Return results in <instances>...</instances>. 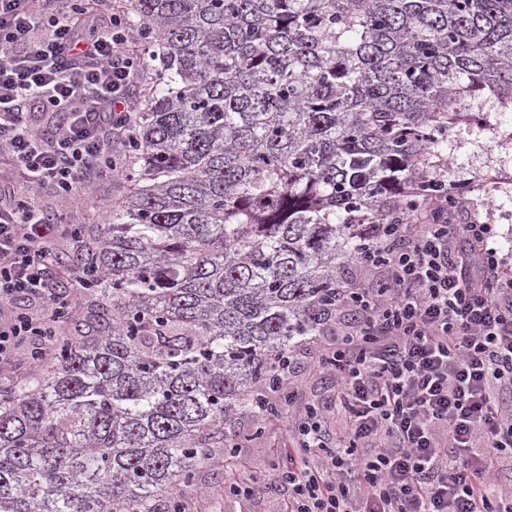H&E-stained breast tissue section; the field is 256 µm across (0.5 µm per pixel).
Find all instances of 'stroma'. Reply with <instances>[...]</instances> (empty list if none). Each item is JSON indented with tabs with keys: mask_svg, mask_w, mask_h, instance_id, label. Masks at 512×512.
I'll return each instance as SVG.
<instances>
[{
	"mask_svg": "<svg viewBox=\"0 0 512 512\" xmlns=\"http://www.w3.org/2000/svg\"><path fill=\"white\" fill-rule=\"evenodd\" d=\"M470 104L475 116L463 120L448 132L443 146L439 176L455 195L450 219L456 224L479 220L494 225L502 249L512 248V105L503 106L489 90L477 91ZM129 184L118 174L97 173L90 191L68 207L61 206L52 190L41 191L37 203L48 213H63L68 224L106 223L112 207L126 195ZM317 345L304 346L291 376V385L300 401L327 399L333 392L332 379L316 372L312 355ZM288 418L280 416L263 422V433L252 441L238 470L241 480L265 477L266 486L252 497L225 496L221 482L211 471L198 475L211 492L194 496L198 512H280L288 488L277 479L272 465L273 449L289 445Z\"/></svg>",
	"mask_w": 512,
	"mask_h": 512,
	"instance_id": "obj_1",
	"label": "stroma"
}]
</instances>
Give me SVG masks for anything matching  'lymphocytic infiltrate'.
Masks as SVG:
<instances>
[{
    "instance_id": "obj_1",
    "label": "lymphocytic infiltrate",
    "mask_w": 512,
    "mask_h": 512,
    "mask_svg": "<svg viewBox=\"0 0 512 512\" xmlns=\"http://www.w3.org/2000/svg\"><path fill=\"white\" fill-rule=\"evenodd\" d=\"M127 16L102 0H0V153L29 189L65 202L129 144L144 68ZM38 103L52 131L27 107ZM57 218L0 204V382L52 359L82 279L61 274ZM492 225L454 224L433 197L361 256L384 290L357 286L317 367L331 400L289 417L282 512H512V274Z\"/></svg>"
}]
</instances>
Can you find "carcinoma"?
I'll return each instance as SVG.
<instances>
[{
	"label": "carcinoma",
	"instance_id": "obj_1",
	"mask_svg": "<svg viewBox=\"0 0 512 512\" xmlns=\"http://www.w3.org/2000/svg\"><path fill=\"white\" fill-rule=\"evenodd\" d=\"M159 69L132 187L54 362L0 385V512H180L288 402L277 363L325 335L341 270L448 186L475 88L512 104V0H127Z\"/></svg>",
	"mask_w": 512,
	"mask_h": 512
}]
</instances>
